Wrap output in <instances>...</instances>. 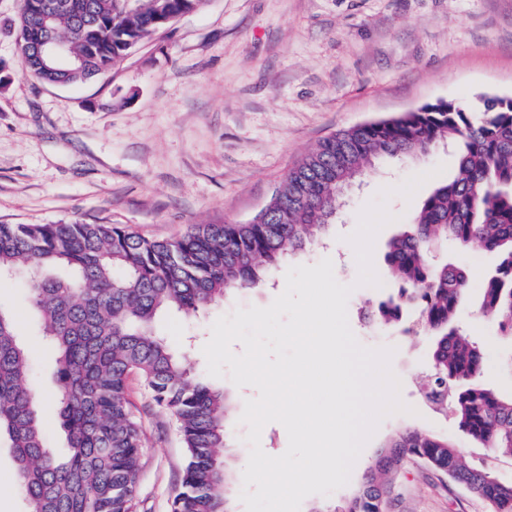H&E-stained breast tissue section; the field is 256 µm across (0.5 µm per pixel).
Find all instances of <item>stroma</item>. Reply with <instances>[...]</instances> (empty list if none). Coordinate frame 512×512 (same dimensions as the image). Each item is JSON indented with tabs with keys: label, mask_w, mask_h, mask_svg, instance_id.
Wrapping results in <instances>:
<instances>
[{
	"label": "stroma",
	"mask_w": 512,
	"mask_h": 512,
	"mask_svg": "<svg viewBox=\"0 0 512 512\" xmlns=\"http://www.w3.org/2000/svg\"><path fill=\"white\" fill-rule=\"evenodd\" d=\"M0 224L79 221L112 224L153 239H173L192 224H241L270 200L284 174L325 137L387 119L439 99L512 95V0H205L145 40L105 74L73 86L43 83L21 70L16 32L0 30ZM458 156L439 145L419 160H382L356 185L322 244L291 257L274 281L210 308L198 322L169 312L159 332L175 348L191 345L198 373L203 346L221 316L266 307L285 289L287 267L331 259L338 282L352 286L350 328L370 348L391 347V369L410 413L385 417L364 446L346 486L306 497L300 512L337 508L356 488L403 424L454 440L474 466L512 481V458L491 453L458 426L453 413L432 411L421 387L435 339L366 323L393 294L385 261L389 241L435 184L451 179ZM435 171L412 199L391 196L394 220L378 232L373 264L380 286H356L358 265L347 241L358 214L377 200L380 184ZM440 255L471 280L457 324L483 350L485 385L512 395V338L477 315L481 286L496 263L482 246L445 244ZM18 330L30 346L33 379L49 442L65 438L52 399L55 362L33 323ZM229 396L234 441L226 460L241 494L250 448L240 417L257 389L214 379ZM128 398L143 432L138 512H170L185 460L176 424L155 406L138 375ZM388 512H490L464 487L407 462L391 484Z\"/></svg>",
	"instance_id": "obj_1"
}]
</instances>
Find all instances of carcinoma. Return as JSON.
Here are the masks:
<instances>
[{"instance_id": "1", "label": "carcinoma", "mask_w": 512, "mask_h": 512, "mask_svg": "<svg viewBox=\"0 0 512 512\" xmlns=\"http://www.w3.org/2000/svg\"><path fill=\"white\" fill-rule=\"evenodd\" d=\"M43 2L19 0L13 20L27 71L48 84L78 85L203 0H53L49 17ZM48 33L66 42L72 63L40 62L36 42ZM441 143L459 146L458 172L434 187L390 241L386 260L398 291L379 303L375 319L388 324L414 313L417 330L436 337L425 396L439 410L451 408L474 441L512 455V397L482 383V350L454 325L468 274L431 259L447 240L495 252L499 262L485 277L478 314L512 337V105L493 96L330 135L285 174L264 223L194 224L173 240L112 224H0V278L25 280L39 332L56 351L58 423L67 440L62 455L49 448L29 383L28 345L15 312L0 306V440L11 449L30 512H136L143 432L126 397L134 373L174 418L186 449L171 512H232L234 477L217 454L232 439L226 394L157 332V315L173 310L194 320L264 284L286 257L325 235L341 191L375 162L420 158ZM410 459L494 508L512 506V483L471 466L453 440L405 427L340 512H385L393 476Z\"/></svg>"}]
</instances>
